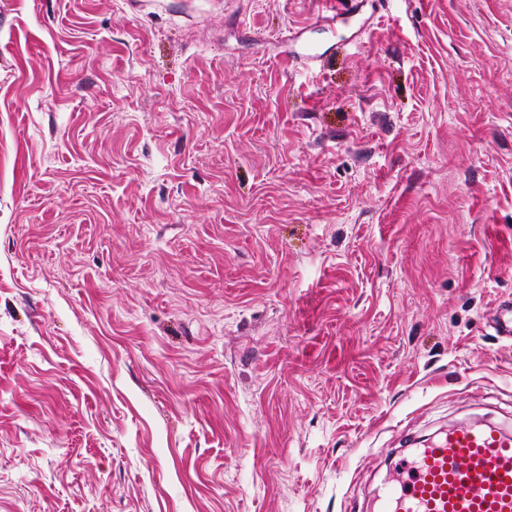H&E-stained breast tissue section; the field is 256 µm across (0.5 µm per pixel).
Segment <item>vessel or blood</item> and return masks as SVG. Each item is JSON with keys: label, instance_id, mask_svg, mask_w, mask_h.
I'll return each instance as SVG.
<instances>
[{"label": "vessel or blood", "instance_id": "obj_1", "mask_svg": "<svg viewBox=\"0 0 512 512\" xmlns=\"http://www.w3.org/2000/svg\"><path fill=\"white\" fill-rule=\"evenodd\" d=\"M377 512H512V432L460 423L398 463Z\"/></svg>", "mask_w": 512, "mask_h": 512}]
</instances>
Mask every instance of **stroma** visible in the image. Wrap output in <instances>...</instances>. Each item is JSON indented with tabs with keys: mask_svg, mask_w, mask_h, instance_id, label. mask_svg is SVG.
I'll return each mask as SVG.
<instances>
[{
	"mask_svg": "<svg viewBox=\"0 0 512 512\" xmlns=\"http://www.w3.org/2000/svg\"><path fill=\"white\" fill-rule=\"evenodd\" d=\"M323 14L0 0V512H370L512 430V0ZM493 325L498 335L512 339V300L498 304L493 315Z\"/></svg>",
	"mask_w": 512,
	"mask_h": 512,
	"instance_id": "obj_1",
	"label": "stroma"
}]
</instances>
